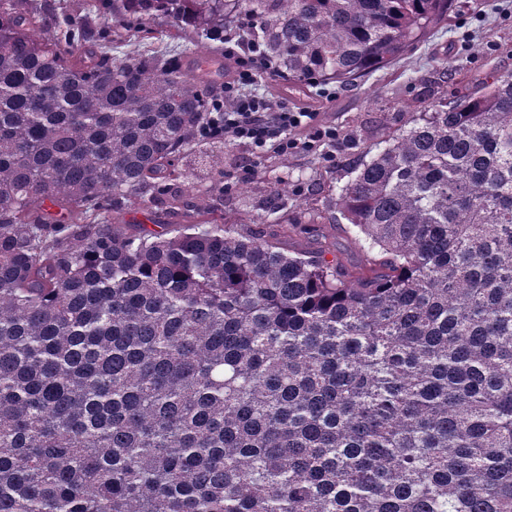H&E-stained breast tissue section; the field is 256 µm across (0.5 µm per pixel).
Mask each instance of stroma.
<instances>
[{"instance_id":"35a3bbf8","label":"stroma","mask_w":512,"mask_h":512,"mask_svg":"<svg viewBox=\"0 0 512 512\" xmlns=\"http://www.w3.org/2000/svg\"><path fill=\"white\" fill-rule=\"evenodd\" d=\"M447 58V75L436 73V62ZM512 72V0H454L445 24L413 49L405 59L372 71L350 84L331 83L308 96L289 93L288 84L266 71L249 86V94L265 99L275 109H306L316 123L335 128V142H314L283 155L225 138L222 165L224 184L231 194L224 200V221L268 235L282 224H297L285 239L291 251H324L351 270L367 263L355 242L352 227L335 200L349 173L367 150L379 147L389 132L404 124L409 113L427 109L423 88L431 98L452 96L461 88L479 89L492 71ZM287 182L288 198L276 214L266 215L271 190ZM120 227L132 232L173 236L177 217L136 204L118 217Z\"/></svg>"}]
</instances>
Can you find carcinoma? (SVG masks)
<instances>
[{"instance_id":"cac0c4a2","label":"carcinoma","mask_w":512,"mask_h":512,"mask_svg":"<svg viewBox=\"0 0 512 512\" xmlns=\"http://www.w3.org/2000/svg\"><path fill=\"white\" fill-rule=\"evenodd\" d=\"M452 0H0V512H512V74L351 170L369 268L224 225L175 176L217 97L162 52L259 45L304 94L408 54ZM219 218L195 223L198 197ZM181 215L131 234L132 202ZM152 36L157 35H146L144 33H137L136 35L127 36L124 43H122L121 53L136 54L144 50L153 48L166 49L170 54L180 56L182 46L188 40V34H182L171 30L169 36L164 37L161 41L154 39ZM119 53V54H121Z\"/></svg>"}]
</instances>
